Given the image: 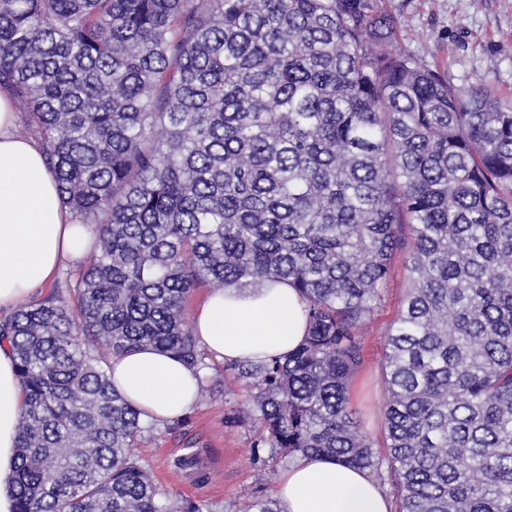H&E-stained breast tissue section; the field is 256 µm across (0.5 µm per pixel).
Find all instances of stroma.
Here are the masks:
<instances>
[{"label": "stroma", "instance_id": "stroma-1", "mask_svg": "<svg viewBox=\"0 0 512 512\" xmlns=\"http://www.w3.org/2000/svg\"><path fill=\"white\" fill-rule=\"evenodd\" d=\"M399 22L403 48L430 67L445 72L458 87L484 85L512 100V0H379ZM405 254H397L380 304L365 328L363 363L348 390L361 434L382 452L384 344L408 290ZM207 393L183 418L159 427L142 440V463L155 483L183 506L198 512H256L260 501L275 498L277 475L288 460L253 447L249 423L225 422L226 413L243 409L244 383L209 361L203 372ZM196 452L198 468L175 461Z\"/></svg>", "mask_w": 512, "mask_h": 512}]
</instances>
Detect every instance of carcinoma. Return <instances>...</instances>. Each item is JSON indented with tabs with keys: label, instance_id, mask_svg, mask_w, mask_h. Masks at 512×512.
I'll return each mask as SVG.
<instances>
[{
	"label": "carcinoma",
	"instance_id": "1",
	"mask_svg": "<svg viewBox=\"0 0 512 512\" xmlns=\"http://www.w3.org/2000/svg\"><path fill=\"white\" fill-rule=\"evenodd\" d=\"M397 33L377 0H0V89L98 233L76 280L0 318L15 512H185L109 359L150 345L200 370L192 291L282 281L304 341L224 365L256 390L253 447L385 467L398 512H512V103ZM403 250L378 457L348 383Z\"/></svg>",
	"mask_w": 512,
	"mask_h": 512
}]
</instances>
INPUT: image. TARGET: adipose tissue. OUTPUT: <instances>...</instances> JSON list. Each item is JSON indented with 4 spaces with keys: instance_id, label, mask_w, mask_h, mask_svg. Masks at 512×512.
<instances>
[{
    "instance_id": "1",
    "label": "adipose tissue",
    "mask_w": 512,
    "mask_h": 512,
    "mask_svg": "<svg viewBox=\"0 0 512 512\" xmlns=\"http://www.w3.org/2000/svg\"><path fill=\"white\" fill-rule=\"evenodd\" d=\"M18 117L0 89V310L28 302L63 261H78L97 245L93 227L76 224L63 205L40 145L16 133ZM198 346L220 362L283 356L306 333L305 303L281 282L255 290L210 292L192 315ZM113 386L159 424L194 405L195 369L154 347L112 357ZM23 395L8 343L0 342V512H14L16 433ZM282 512H392L368 471L327 455L296 460L276 479Z\"/></svg>"
}]
</instances>
